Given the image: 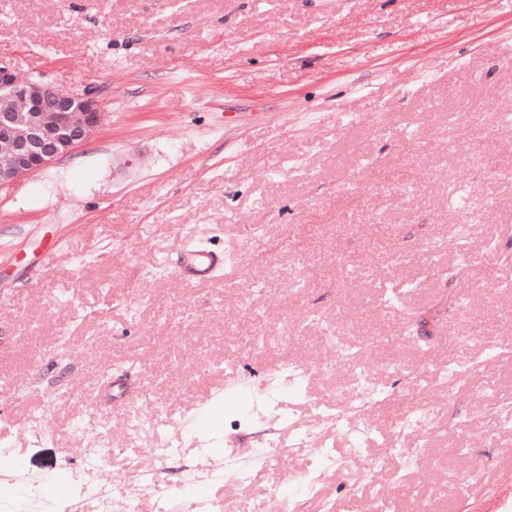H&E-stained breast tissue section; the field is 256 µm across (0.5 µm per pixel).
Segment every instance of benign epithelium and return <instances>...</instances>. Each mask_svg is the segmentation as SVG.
<instances>
[{
    "label": "benign epithelium",
    "instance_id": "1",
    "mask_svg": "<svg viewBox=\"0 0 512 512\" xmlns=\"http://www.w3.org/2000/svg\"><path fill=\"white\" fill-rule=\"evenodd\" d=\"M0 91L28 112L23 134L17 132L12 113H0V145L8 146L0 158V188L86 144L104 119L96 89L63 92L40 79L19 78L14 68L2 61Z\"/></svg>",
    "mask_w": 512,
    "mask_h": 512
}]
</instances>
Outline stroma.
I'll list each match as a JSON object with an SVG mask.
<instances>
[{"label": "stroma", "instance_id": "obj_1", "mask_svg": "<svg viewBox=\"0 0 512 512\" xmlns=\"http://www.w3.org/2000/svg\"><path fill=\"white\" fill-rule=\"evenodd\" d=\"M0 61L106 112L0 188V449L23 480L86 485L92 428L114 500L145 477L159 512L189 468L199 512H261L307 465L299 434L346 454L324 410L358 367L389 390L365 413L378 466L329 472L308 512H512V426L444 375L497 342L512 409V267L486 259L512 251V0H0ZM200 238L228 262L191 283ZM288 360L308 399L273 396ZM243 386L278 452L245 483L237 423H207ZM418 405L435 418L407 467L386 449Z\"/></svg>", "mask_w": 512, "mask_h": 512}]
</instances>
